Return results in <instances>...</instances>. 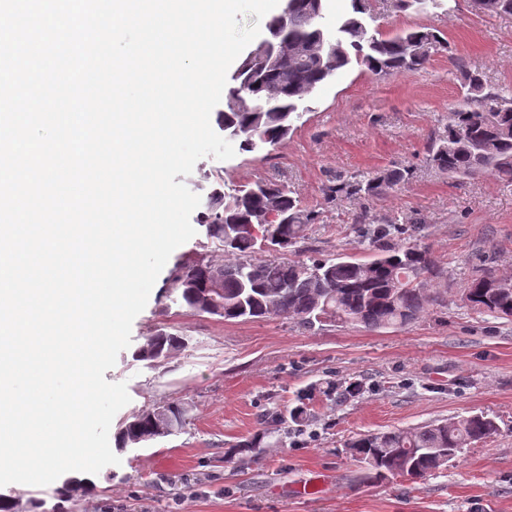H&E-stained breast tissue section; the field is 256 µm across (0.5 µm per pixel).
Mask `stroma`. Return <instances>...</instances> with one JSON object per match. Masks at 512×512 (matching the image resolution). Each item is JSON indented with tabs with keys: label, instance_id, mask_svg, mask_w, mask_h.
<instances>
[{
	"label": "stroma",
	"instance_id": "1",
	"mask_svg": "<svg viewBox=\"0 0 512 512\" xmlns=\"http://www.w3.org/2000/svg\"><path fill=\"white\" fill-rule=\"evenodd\" d=\"M375 25L391 35L422 28L447 39L426 68L380 77L350 64L319 86L288 139L273 148L201 158L186 186L203 196L206 176L226 187L259 178L291 190L319 217L288 251L292 260L374 251L355 222H419L397 244L429 250L448 272L445 302L405 327L368 330L324 323L304 329L270 316L227 322L193 315L168 297L172 275L200 255L225 261L204 226L178 247L135 318L131 346L107 381L123 382L131 401L110 431L139 410L188 404L179 433L121 453L126 483L92 478L77 512H512V320L473 310L461 288L478 270L512 274V182L495 174L451 177L426 162L449 111L462 97L461 73H482L487 85L512 95V16H489L473 0H444L425 12L392 0H369ZM399 166L412 179L365 203L327 201L336 176H372ZM174 328L188 346L163 363L136 360L133 350L155 330ZM304 403L302 428L272 423ZM484 412L498 431L463 449L417 482H365L346 451L364 433L407 430ZM260 438L262 452L244 467L225 463L236 442Z\"/></svg>",
	"mask_w": 512,
	"mask_h": 512
}]
</instances>
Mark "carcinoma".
I'll use <instances>...</instances> for the list:
<instances>
[{"mask_svg": "<svg viewBox=\"0 0 512 512\" xmlns=\"http://www.w3.org/2000/svg\"><path fill=\"white\" fill-rule=\"evenodd\" d=\"M324 0H286L283 11L266 24V36L242 60L232 76L224 109L216 112L217 128L239 140V149L276 146L301 118V103L336 71L355 62L379 76L402 74L425 66L431 54L446 47L440 34L405 28L385 36L370 28L366 0H350L351 12L335 28L324 23ZM485 14L512 15V0H474ZM463 102L448 112V123L428 150L432 167L450 177L495 173L512 179V98L486 86L482 75L465 72ZM411 171L386 169L372 177L336 176L326 189L330 199L370 202L407 183ZM199 213L212 243L231 260L215 265L202 258L180 265L172 302L193 313L218 300L226 322L279 316L305 327L323 322L360 324L368 329L403 327L419 318L440 294L430 285L446 278L445 269L426 249L391 243L394 235L416 226L379 225L359 228L377 254L288 261L261 257L275 247L286 251L304 237L316 212L281 185L258 180L226 193L216 175ZM467 303L481 312L512 318V276L475 275L463 288ZM187 347L180 331L160 329L146 338L135 358L160 363ZM187 409L167 404L160 417L146 408L127 419L117 433L119 448L144 445L184 428ZM498 431L495 420L475 413L409 429L362 434L347 443L364 477L382 482L398 477L417 480L441 468L458 449L485 442ZM87 478L65 477L46 507L43 499L19 504L0 494V512H77L90 491Z\"/></svg>", "mask_w": 512, "mask_h": 512, "instance_id": "obj_1", "label": "carcinoma"}]
</instances>
